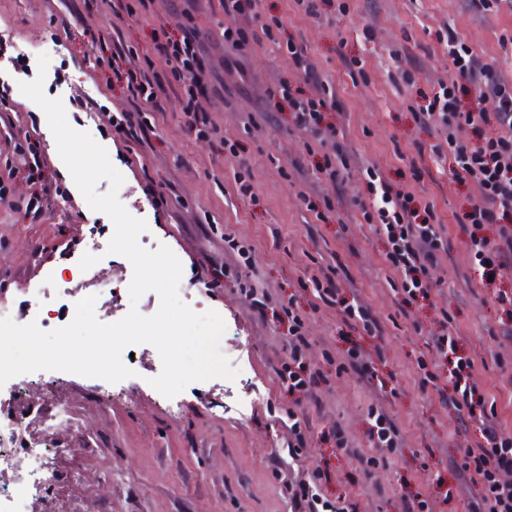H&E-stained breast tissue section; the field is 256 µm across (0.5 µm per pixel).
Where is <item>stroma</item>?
I'll list each match as a JSON object with an SVG mask.
<instances>
[{
    "instance_id": "1",
    "label": "stroma",
    "mask_w": 512,
    "mask_h": 512,
    "mask_svg": "<svg viewBox=\"0 0 512 512\" xmlns=\"http://www.w3.org/2000/svg\"><path fill=\"white\" fill-rule=\"evenodd\" d=\"M319 9V17L311 18L294 0L260 2L262 14L282 20L283 37L307 46L318 73L309 81L289 74L276 45L257 44L243 54L225 50L219 30L235 25V18L223 14L214 0H198L194 24L211 39L207 66L217 89L203 105L220 134L191 133L172 93L162 101L164 112L154 131L128 142L99 119L97 107L121 112L135 104L110 67L96 64L95 55L111 53L118 41L148 48L156 23L179 30V11L161 2L157 19L146 21L115 18L105 4L83 5L66 30L53 22L67 14L62 0H0V40L11 44L0 76L33 80L38 53L48 54L45 95L61 99L69 125L106 148L124 178L120 201L148 225L140 245L153 251L163 244L178 257L181 300L222 316L226 330L220 349L238 370L232 379L189 384L173 409L149 383L162 370L159 353L142 344L135 355L137 381L127 390L75 376L35 395L30 404L1 405L0 419L25 412L48 421L62 405L74 412L78 429L55 435L71 451L58 465L60 503L82 498L87 479L112 512H289L284 484L272 475L273 455L288 438L284 422L292 406L276 375L288 359L286 326L272 316L259 318L234 278L208 285L212 269H235L243 251L252 259L249 286L266 290L273 307L299 292L319 267L332 264L341 285L356 288L382 325V335L361 334L324 305L306 321L307 356L314 365L324 366L325 355H338L354 342L374 359L377 386L353 374L323 386L304 459L308 467H329L330 491L351 496L360 512H404L405 497L429 488L435 477L453 482L455 451L476 436L415 381L416 361L427 353L442 310L453 315L482 387L496 403L502 430L512 435V372L495 363L499 356L512 359V342L501 335L502 312L494 301L496 289L512 290V281H499L494 289L481 285L456 221L479 188L453 181L447 160L431 151L437 136L418 129L411 117L421 94L454 77L441 41L447 29L512 79V45L501 44L502 37L512 36V9L484 16L471 0H321ZM341 48L364 60L366 81L352 80L337 54ZM287 74L310 94L327 84L336 88V109L328 120L343 134L349 155L336 182L315 178L310 135L289 127L287 107L269 105V89ZM12 119L47 154L52 177L67 195L54 199L42 221L30 223L24 209L32 189L6 167L13 150L0 138V184L12 189L0 201V301L8 302L19 300L20 288L48 273L69 276L90 239L106 243L112 236L110 218L89 208L60 159L44 113L22 109ZM226 141L239 145V156L224 153ZM243 165L250 171L249 198L240 195L235 181ZM373 166L395 189L433 203L445 227L450 249L432 272L437 287L430 301L400 308L389 285L393 273L385 262V244L352 205L354 198L366 196L367 170ZM414 167L420 179L412 178ZM132 275L127 258L104 252L94 273L71 287L79 295L111 289V298L95 309L104 323L120 320L133 307L154 314L152 293L131 303ZM383 381L392 383L393 392L380 389ZM372 407L394 420L401 450L367 477L349 458L334 454L321 433L343 425L356 447L370 451Z\"/></svg>"
}]
</instances>
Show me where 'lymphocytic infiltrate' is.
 <instances>
[{
	"label": "lymphocytic infiltrate",
	"mask_w": 512,
	"mask_h": 512,
	"mask_svg": "<svg viewBox=\"0 0 512 512\" xmlns=\"http://www.w3.org/2000/svg\"><path fill=\"white\" fill-rule=\"evenodd\" d=\"M225 14L238 17L234 27L224 28L225 48L245 52L251 43L267 39L278 42L282 30L280 19L263 18L258 0H220ZM112 74L122 82L128 95L142 103L136 112H102L101 117L116 133L136 136L146 124L148 112L162 109L167 92L179 94L186 123L197 137L216 135L217 126L210 112L199 106L201 97L209 96L206 80V52L195 25L187 23L180 34L166 28L154 30L151 48L139 53L131 47L116 46L112 55ZM164 61L165 70H157L156 61ZM448 61L456 78L439 83L436 91L426 97L412 117L422 128H435L443 138L433 147L446 156L451 173L461 181L471 180L479 187V196L469 201L457 221L466 231L467 247L477 273L482 278L506 274L512 270V81L499 76L496 68L465 45L456 31L448 33ZM274 97L284 102L291 123L308 132L318 144L335 142L336 130L325 121L335 103L332 89H324L313 97L294 86L288 78H280ZM476 133V140L462 137V130ZM0 132L14 144V153L23 161L25 180L37 192L26 208L40 216L44 203L50 200L54 184L48 176L49 159L30 139L15 131L7 111V100L0 95ZM369 193L372 202L355 199L366 224L382 235L388 249L386 262L397 274L395 292L404 304L428 299L435 287L431 277L441 253L447 252L448 240L432 203L416 205L413 195L393 189L376 170H369ZM338 269L334 265L320 267L310 278L314 300L335 307L342 321L377 336L382 328L371 310L356 297L346 295L336 285ZM288 321V359L277 371L281 386L288 393L301 395L303 409L288 412L290 437L284 450L289 463L303 460L310 430L307 407L319 406V388L330 374H343L360 369L364 378H373L364 364L359 349H348L334 364L333 372L311 364L306 356L309 341L305 332V312L296 297H289L281 308ZM461 339L451 328H443L434 336L431 358L417 361L418 384L422 391H434L440 402L457 415L474 422L480 433L476 444L461 449L459 471L481 489L478 501L469 512H512V436H505L494 405L488 403L476 378L473 361L461 353ZM369 437L375 448L365 455L353 448L343 427L327 432L339 452L357 463L365 475L386 467L390 455L400 446V434L394 421L378 409H370ZM327 470L316 466L304 470L288 482L291 512H358L348 497L330 494L326 485Z\"/></svg>",
	"instance_id": "1"
}]
</instances>
